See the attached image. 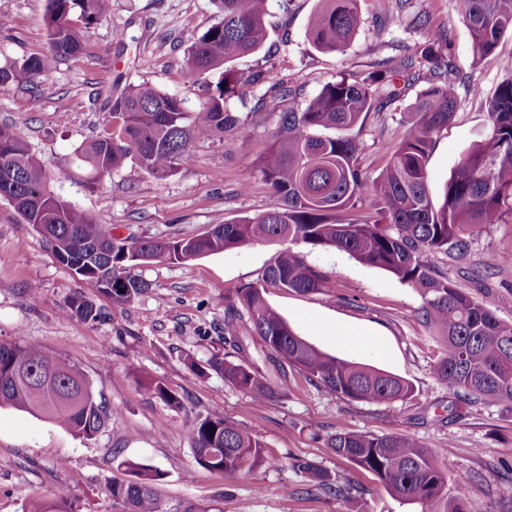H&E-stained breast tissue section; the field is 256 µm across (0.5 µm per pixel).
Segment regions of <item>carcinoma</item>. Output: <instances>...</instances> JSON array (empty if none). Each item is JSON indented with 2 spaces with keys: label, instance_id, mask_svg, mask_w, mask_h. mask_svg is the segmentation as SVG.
Segmentation results:
<instances>
[{
  "label": "carcinoma",
  "instance_id": "cac0c4a2",
  "mask_svg": "<svg viewBox=\"0 0 512 512\" xmlns=\"http://www.w3.org/2000/svg\"><path fill=\"white\" fill-rule=\"evenodd\" d=\"M111 0H47L48 47L39 56L0 67V86L35 96L40 77L59 60L82 50L84 39L109 11ZM216 22L194 38L182 72L192 87L205 90L189 111L182 99L149 82L127 85L112 97L110 119L77 150L76 159L90 185L131 162L158 180L172 176L191 160L193 141L224 131L239 120L225 109L226 100L243 98L263 80L227 66L255 52L267 39V0H217ZM307 37L320 51H342L362 26L357 0H321ZM469 29L476 54L493 53L500 38L512 32V0H455ZM413 23L425 30L428 44L420 57L406 56L362 79L346 76L326 82L301 110L279 113L270 154L260 175L274 198L262 215L216 224L188 238H117L112 229L55 192L41 159L16 128L0 125V170L14 171L15 184L0 197L8 200L23 222L32 226L56 260L78 279L98 288L116 304H129L149 284L134 268L152 261L188 263L254 243L278 242L262 282L224 297V343L237 358L212 356L206 370L255 398L284 396L288 370L307 375L315 386L338 398L383 403L404 401L414 387L406 379L369 365L331 356L297 336L268 303V287L302 293L324 288L325 278L292 245L334 247L355 260L384 269L420 295L417 319L442 346L435 365L438 379L463 402L512 403V322L473 299L430 262V255L451 251L459 259L471 250L480 229L512 220V62L503 61L505 78L489 101L488 138L458 163L441 205L427 186V161L438 133L448 126L458 105V90L480 98L482 88L467 84L454 66L448 35L432 29L429 15ZM427 86L412 104L407 128L381 172L374 178L361 167L360 134L367 118L400 97L420 80ZM70 318L103 322L107 312L84 296L63 308ZM247 318L261 342L267 363L279 378L270 387L246 363L238 323ZM153 394L180 410L183 402L161 381L146 380ZM9 406L53 421L73 435L90 439L115 412L96 395L72 360L41 346L17 340L0 342V407ZM196 463L229 475L264 465V444L221 418H199L190 431ZM328 446L336 455L374 474L397 498L431 507L430 512H488L468 494L471 476L455 477L456 494L448 496V473L440 453L400 435L337 432ZM131 475L112 482V497L127 512H158L157 481L161 473L125 459L118 464ZM294 467L310 487L352 501L350 489L325 469L298 459ZM69 490L58 487L54 498L32 504L30 512H67Z\"/></svg>",
  "mask_w": 512,
  "mask_h": 512
}]
</instances>
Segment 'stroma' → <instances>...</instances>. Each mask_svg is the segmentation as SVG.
I'll list each match as a JSON object with an SVG mask.
<instances>
[{"label":"stroma","instance_id":"35a3bbf8","mask_svg":"<svg viewBox=\"0 0 512 512\" xmlns=\"http://www.w3.org/2000/svg\"><path fill=\"white\" fill-rule=\"evenodd\" d=\"M320 0H269L266 44L233 61L239 71L264 70L256 85L226 108L244 122L248 139L227 132L195 141L193 160L160 181L128 164L99 183L79 178L75 150L96 135L108 118L106 99L114 83L148 81L195 108L200 92L185 84L184 51L216 20L213 0H112L111 9L88 33L80 54L41 78L30 98L0 87V124L19 128L52 177V186L77 207L111 225L119 236L182 238L227 221L252 218L273 198L257 165L268 151L274 114L303 108L334 77L363 78L369 71L416 54L428 37L413 26L429 13L451 36L461 74L484 91L461 97L448 127L438 133L429 157V188L441 202L460 159L489 128L486 98L512 57V35L495 53L476 60L470 33L453 0H359L364 20L341 52L316 50L307 38ZM46 0H0V66L43 53ZM124 40H115L116 31ZM292 89L281 98L276 82ZM418 94L409 89L370 115L361 137L362 168L376 176L404 131L403 121ZM276 245L258 243L180 264L155 261L140 267L149 288L128 305L113 304L98 289L59 263L43 239L0 199V341L22 339L70 357L95 391L117 410L90 440L28 413L0 407V512H29L33 501L70 490L71 512H126L112 497L122 478L117 460L129 458L163 473L159 512H425L394 497L371 473L336 456L327 444L338 431L403 435L443 452L449 476H472L470 492L489 512H512V407L500 403L458 404L433 367L442 348L417 319L419 295L386 270L360 263L336 249L298 245L306 262L326 277L314 293L269 289V304L289 327L322 352L374 366L409 380L412 398L368 404L336 398L304 374H288L286 396L255 400L225 383L221 374L191 373L186 358L207 361L224 354V297L261 280ZM512 252V221L475 233L467 261L439 252L431 261L478 301L489 302L512 322V267L494 262ZM85 295L112 317L85 323L64 317L63 307ZM348 328L373 338L375 348L344 344ZM161 380L185 404L175 411L155 398L140 374ZM211 416L248 430L264 444L263 467L230 477L197 465L189 430ZM314 462L355 491L348 503L309 489L295 459Z\"/></svg>","mask_w":512,"mask_h":512}]
</instances>
